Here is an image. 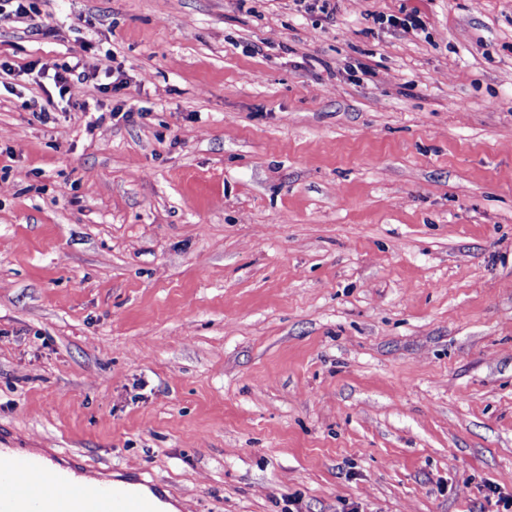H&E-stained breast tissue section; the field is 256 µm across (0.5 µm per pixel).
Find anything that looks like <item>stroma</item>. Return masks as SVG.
<instances>
[{"instance_id":"stroma-1","label":"stroma","mask_w":512,"mask_h":512,"mask_svg":"<svg viewBox=\"0 0 512 512\" xmlns=\"http://www.w3.org/2000/svg\"><path fill=\"white\" fill-rule=\"evenodd\" d=\"M28 2L0 19L18 449L148 469L183 512L511 497L512 0ZM74 56L129 82L84 85L91 131L21 72Z\"/></svg>"}]
</instances>
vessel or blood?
I'll use <instances>...</instances> for the list:
<instances>
[{
  "label": "vessel or blood",
  "mask_w": 512,
  "mask_h": 512,
  "mask_svg": "<svg viewBox=\"0 0 512 512\" xmlns=\"http://www.w3.org/2000/svg\"><path fill=\"white\" fill-rule=\"evenodd\" d=\"M0 431V512H161L166 486L142 474L84 479L57 454L20 455Z\"/></svg>",
  "instance_id": "1"
}]
</instances>
